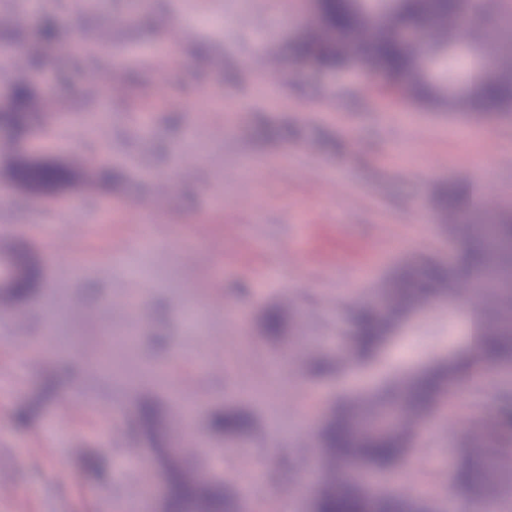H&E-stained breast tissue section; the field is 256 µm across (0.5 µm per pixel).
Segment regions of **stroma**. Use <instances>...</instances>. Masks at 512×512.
<instances>
[{"instance_id":"35a3bbf8","label":"stroma","mask_w":512,"mask_h":512,"mask_svg":"<svg viewBox=\"0 0 512 512\" xmlns=\"http://www.w3.org/2000/svg\"><path fill=\"white\" fill-rule=\"evenodd\" d=\"M129 11V0H41L34 16L29 0H0V27L30 34L48 21L59 34L46 51L56 84L29 86L67 110L35 131V148L115 175L106 190L45 199L15 186L0 157V227L41 267L31 298L0 310V470L11 481L0 512H127L136 499L159 512L165 476L139 425L145 400L161 407L169 444L206 448L198 464L244 512H310L318 428L337 400L469 345L462 283L411 315L360 382L308 377L309 361L343 348L358 303L349 279L369 289L418 255L457 262L434 208L448 183L512 210V118L395 103L360 66L297 59L314 0H151L142 23ZM159 50L163 69L144 61ZM261 58L277 81L265 82ZM86 79L116 92L85 99ZM93 114L105 124L90 125ZM139 210L155 216L151 246L114 252L139 232ZM61 222L93 232L60 239ZM128 296L139 299L133 324ZM276 303L294 321L271 340L261 317ZM497 392H512V372L473 382L417 428L400 481L430 491L435 512L472 502L451 488L461 445L476 459L512 454V436L490 433ZM230 408L253 414L250 439L210 430ZM131 446L134 475L121 467Z\"/></svg>"}]
</instances>
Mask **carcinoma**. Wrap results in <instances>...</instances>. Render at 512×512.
Returning a JSON list of instances; mask_svg holds the SVG:
<instances>
[{
    "label": "carcinoma",
    "mask_w": 512,
    "mask_h": 512,
    "mask_svg": "<svg viewBox=\"0 0 512 512\" xmlns=\"http://www.w3.org/2000/svg\"><path fill=\"white\" fill-rule=\"evenodd\" d=\"M317 32L297 47L303 59L321 67H332L355 60L374 74L389 93L409 100L448 102L476 117L512 108V5L507 0H483L476 16H471V0H316ZM472 18L479 35L493 37L492 58L471 51L463 58L452 50L459 17ZM426 23L432 29L430 45L452 79L459 63L470 64L466 90L445 98L422 66V54L403 36L404 29ZM57 39V32L46 27L38 31L29 52L15 57L21 70L42 64L45 48ZM8 106L0 109V129L10 137L0 141L12 179L28 184L46 196L78 184L86 191H97L108 179L98 167L74 159L65 164L33 162L15 154L11 135L33 126L49 125L55 100L37 98L23 81L7 92ZM437 211L450 219L444 225L448 237L463 246L455 264L423 258L400 266L380 283L376 302L363 303L353 324L345 331L348 343L341 356L322 355L310 363L316 375L339 374L375 361L401 322L413 311L442 299L459 282L478 274L485 288L496 292L499 307L489 317L480 315L477 344L489 368L512 367V211L486 210L466 205L463 193L450 185ZM12 267L18 274L4 285V306L10 308L27 300L38 272L29 262L28 252L13 248L0 253V269ZM287 311L276 306L263 318L265 335H285ZM471 361L467 353L420 372L402 383L392 382L370 396L341 401L321 423L318 440L321 470L311 512H427L430 495L425 491L405 494L387 489L371 493L364 484L336 477V471L360 464L394 482L401 474L410 448L413 431L432 418L440 401L448 395L458 375L467 372ZM141 420L157 444L153 453L168 477L165 512H241L239 499L229 493L218 476L198 478L199 469L188 466L182 448L160 445L163 422L146 405ZM215 431L243 437L250 433L252 421L241 411H226L212 420ZM506 463L494 456L481 461L468 459L459 466L454 482L464 492H484L491 485L499 491L512 490V473Z\"/></svg>",
    "instance_id": "cac0c4a2"
}]
</instances>
